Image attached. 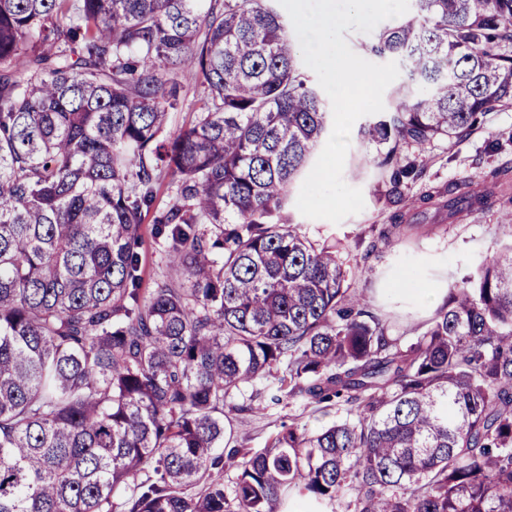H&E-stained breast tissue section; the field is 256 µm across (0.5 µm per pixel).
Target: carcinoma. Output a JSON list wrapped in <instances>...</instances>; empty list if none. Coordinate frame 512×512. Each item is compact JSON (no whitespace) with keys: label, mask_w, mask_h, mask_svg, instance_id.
Here are the masks:
<instances>
[{"label":"carcinoma","mask_w":512,"mask_h":512,"mask_svg":"<svg viewBox=\"0 0 512 512\" xmlns=\"http://www.w3.org/2000/svg\"><path fill=\"white\" fill-rule=\"evenodd\" d=\"M273 2L0 0V512H279L291 491L512 512V244L409 344L387 335L285 212L330 109ZM411 2L370 50L427 94L368 142L460 137L512 102V0ZM184 69L207 102L168 134ZM488 201L461 187L448 206ZM150 212L181 278L146 293ZM257 380L269 408L354 417L236 444Z\"/></svg>","instance_id":"cac0c4a2"}]
</instances>
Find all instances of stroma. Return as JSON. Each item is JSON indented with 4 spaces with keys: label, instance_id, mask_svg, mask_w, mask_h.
<instances>
[{
    "label": "stroma",
    "instance_id": "obj_1",
    "mask_svg": "<svg viewBox=\"0 0 512 512\" xmlns=\"http://www.w3.org/2000/svg\"><path fill=\"white\" fill-rule=\"evenodd\" d=\"M180 85V103L168 114L166 130L170 133L189 127L205 103L194 72L183 71ZM406 165L414 166L415 177L406 184L402 198H393L389 194L391 176ZM503 169L512 182V105L486 112L467 137L437 139L422 151L404 143L391 155L386 146L364 141L354 131L350 134L343 179L349 186L361 189L364 209L338 224L307 218L293 205L289 206L288 215L310 239L338 246L352 290L368 301L389 336L407 340L414 326L425 324L443 306L448 288L512 242V205L506 207L493 200L476 211L450 210L422 204V196L461 183L478 187L491 173ZM398 214L403 215L405 223L421 225V232L393 242L382 252H371L372 242ZM139 251L144 288L172 277L165 246L154 236L152 219L142 223ZM410 277L416 280L417 289L413 292L403 288ZM431 288L438 289L439 295L428 304L419 292ZM263 387L259 381L246 388L253 410L234 419L237 441L250 448H263L281 423L289 419L314 429L344 417L347 411L341 404L314 414L298 400L289 401L278 410L265 411L261 408Z\"/></svg>",
    "mask_w": 512,
    "mask_h": 512
}]
</instances>
